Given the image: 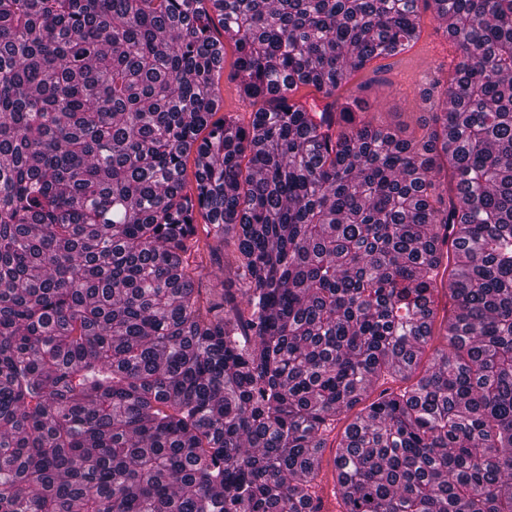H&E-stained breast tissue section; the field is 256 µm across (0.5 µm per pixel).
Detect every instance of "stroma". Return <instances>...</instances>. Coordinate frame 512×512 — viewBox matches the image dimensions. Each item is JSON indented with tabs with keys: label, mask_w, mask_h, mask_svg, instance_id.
<instances>
[{
	"label": "stroma",
	"mask_w": 512,
	"mask_h": 512,
	"mask_svg": "<svg viewBox=\"0 0 512 512\" xmlns=\"http://www.w3.org/2000/svg\"><path fill=\"white\" fill-rule=\"evenodd\" d=\"M421 37L413 48L392 57L372 60L363 70L354 73L341 90V95L357 94L361 84L376 81L378 89L366 97L369 116L382 118L397 126L403 136L417 137L431 119L421 101L439 71L456 64L454 50L448 40L449 18L436 17L432 10H420ZM224 69L219 82L222 109L249 121L251 106L244 102L237 91L242 77L236 71L235 51L232 40L224 42Z\"/></svg>",
	"instance_id": "35a3bbf8"
}]
</instances>
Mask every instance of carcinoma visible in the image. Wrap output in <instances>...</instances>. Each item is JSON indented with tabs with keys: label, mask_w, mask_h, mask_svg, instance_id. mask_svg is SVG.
<instances>
[{
	"label": "carcinoma",
	"mask_w": 512,
	"mask_h": 512,
	"mask_svg": "<svg viewBox=\"0 0 512 512\" xmlns=\"http://www.w3.org/2000/svg\"><path fill=\"white\" fill-rule=\"evenodd\" d=\"M421 1L459 61L414 141L336 88ZM435 335L343 512H512V0H0V512H322ZM219 39L224 43V69L219 82V95L222 100V108L214 119L221 117L225 112H235L242 121L247 124L251 120L253 107L244 102L238 94L237 86L242 80V74H238L235 67V51L233 41L224 35L220 29ZM438 340H435L433 342V345L427 349L426 351V357L424 358L423 363L419 366V368L416 371H403L395 378H390L385 380V384L382 383V379L377 381L376 383H372L368 389H367V403L370 402L372 399H375L378 397L379 393L385 389V388H392L394 390L396 389H403L404 387L410 386L413 382H415L416 378L419 376V374L424 369L426 363L425 360H427V356H431V354L434 351V348L438 346ZM408 376V378H407ZM362 405L357 406L352 411L345 413L339 417V420L336 422V429L333 430L329 436L327 445L328 448L325 449L323 462H322V483L319 489V495L326 502L327 511H336L338 506L336 504V498L334 496L333 490V482H332V460L336 455V452L340 448H336L339 444L342 433L344 429L355 419L359 409Z\"/></svg>",
	"instance_id": "1"
}]
</instances>
